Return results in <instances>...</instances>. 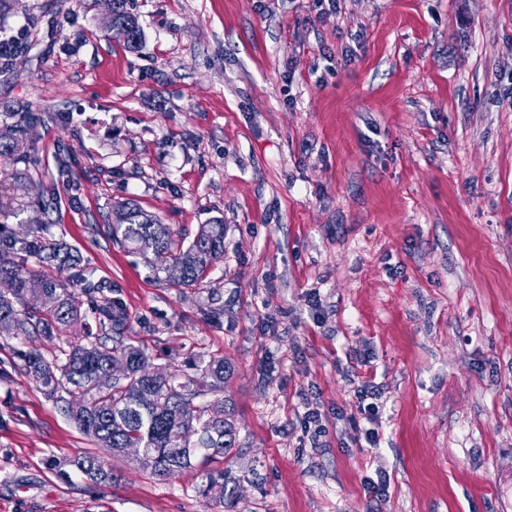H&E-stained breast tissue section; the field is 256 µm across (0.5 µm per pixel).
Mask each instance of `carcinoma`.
Returning <instances> with one entry per match:
<instances>
[{"label":"carcinoma","mask_w":512,"mask_h":512,"mask_svg":"<svg viewBox=\"0 0 512 512\" xmlns=\"http://www.w3.org/2000/svg\"><path fill=\"white\" fill-rule=\"evenodd\" d=\"M112 23L128 28L127 45L134 48L140 28L127 11V0H108ZM107 232L113 242L129 247L164 274L166 284L190 287L204 281L224 258V225L203 224L189 244L179 231L164 224L134 201L112 206ZM20 253L33 254L61 271L77 269L79 255L64 243L41 235V229L23 239L0 238V321L11 325L21 340L63 341L72 325L86 318L76 307L67 281L47 279L16 262ZM181 270L172 279L168 268ZM99 335L88 334L66 342L46 357L37 347L22 353L25 373L32 376L55 402L66 404L76 427L114 455L125 448H141L140 466L159 480L176 473L228 459L237 443L232 405L224 400V381L234 371L222 356H211L183 367H159L156 374L147 350L112 335L117 323L112 302L96 308ZM125 372L115 374L112 364ZM209 379L198 386L196 374ZM93 484H110L114 475L98 456L85 453L69 461ZM224 481L213 479L202 496L219 505L233 497Z\"/></svg>","instance_id":"carcinoma-1"}]
</instances>
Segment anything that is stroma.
Returning <instances> with one entry per match:
<instances>
[{"label": "stroma", "instance_id": "1", "mask_svg": "<svg viewBox=\"0 0 512 512\" xmlns=\"http://www.w3.org/2000/svg\"><path fill=\"white\" fill-rule=\"evenodd\" d=\"M11 0L0 225L76 251L153 366L221 355L238 446L161 481L82 435L0 335V512H497L512 466V0ZM131 200L224 258L173 288L112 242ZM374 381L379 443L348 438ZM326 435L305 433L303 399ZM93 453L112 484L69 460ZM66 464V473L50 461ZM385 473V501L364 481ZM111 10L112 22H109L110 29H117L126 37V31L122 28L113 27L112 24L124 25L128 28V41L129 48H135L140 40V28L135 17L127 11V0H108ZM31 35L30 27L25 26L8 38L0 39V70L7 68L16 54L29 47Z\"/></svg>", "mask_w": 512, "mask_h": 512}]
</instances>
